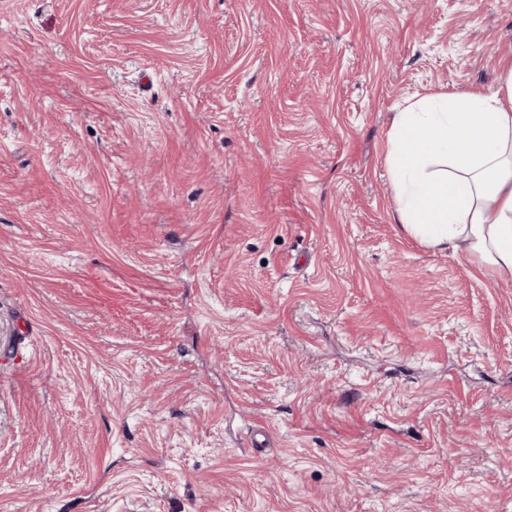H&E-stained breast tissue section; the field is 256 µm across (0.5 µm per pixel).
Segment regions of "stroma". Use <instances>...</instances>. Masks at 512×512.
I'll use <instances>...</instances> for the list:
<instances>
[{
    "instance_id": "obj_1",
    "label": "stroma",
    "mask_w": 512,
    "mask_h": 512,
    "mask_svg": "<svg viewBox=\"0 0 512 512\" xmlns=\"http://www.w3.org/2000/svg\"><path fill=\"white\" fill-rule=\"evenodd\" d=\"M511 61L512 0H0V512H512V282L387 163Z\"/></svg>"
}]
</instances>
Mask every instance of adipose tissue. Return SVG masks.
I'll return each mask as SVG.
<instances>
[{"label": "adipose tissue", "instance_id": "adipose-tissue-1", "mask_svg": "<svg viewBox=\"0 0 512 512\" xmlns=\"http://www.w3.org/2000/svg\"><path fill=\"white\" fill-rule=\"evenodd\" d=\"M387 142L404 231L427 248L463 254L482 275L512 281V64L495 90L411 104Z\"/></svg>", "mask_w": 512, "mask_h": 512}]
</instances>
